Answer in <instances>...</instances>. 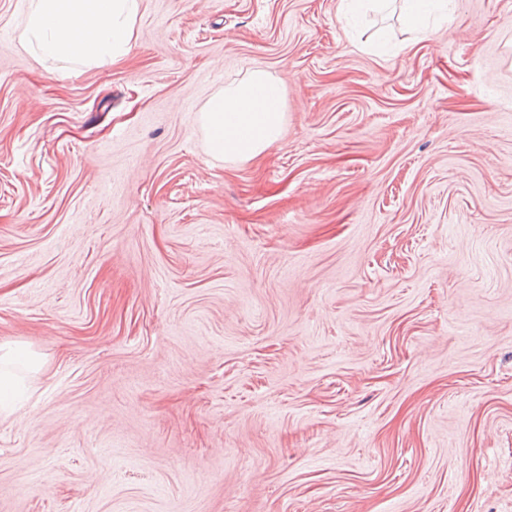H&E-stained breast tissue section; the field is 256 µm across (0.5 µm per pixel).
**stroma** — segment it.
I'll return each instance as SVG.
<instances>
[{
    "label": "stroma",
    "mask_w": 512,
    "mask_h": 512,
    "mask_svg": "<svg viewBox=\"0 0 512 512\" xmlns=\"http://www.w3.org/2000/svg\"><path fill=\"white\" fill-rule=\"evenodd\" d=\"M0 0V512H512V0H139L120 62ZM263 67L288 120L206 151ZM405 2V20L408 26L426 28V21L432 13L448 10L453 0H403ZM284 86L264 69L213 95L201 113L208 150L224 162L252 161L281 136L287 113ZM2 363L5 368H2ZM21 364L23 367L30 371H36L39 366L38 357L21 346H4L0 345V412L2 411V404L8 395L13 392L17 384L15 383V375L7 366ZM3 409L7 408L3 404Z\"/></svg>",
    "instance_id": "obj_1"
}]
</instances>
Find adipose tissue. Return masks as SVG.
Masks as SVG:
<instances>
[{
  "label": "adipose tissue",
  "mask_w": 512,
  "mask_h": 512,
  "mask_svg": "<svg viewBox=\"0 0 512 512\" xmlns=\"http://www.w3.org/2000/svg\"><path fill=\"white\" fill-rule=\"evenodd\" d=\"M138 0H28L18 41L61 68L117 60L128 49ZM208 150L246 162L263 155L286 122L284 86L264 69L213 95L201 113Z\"/></svg>",
  "instance_id": "1"
}]
</instances>
